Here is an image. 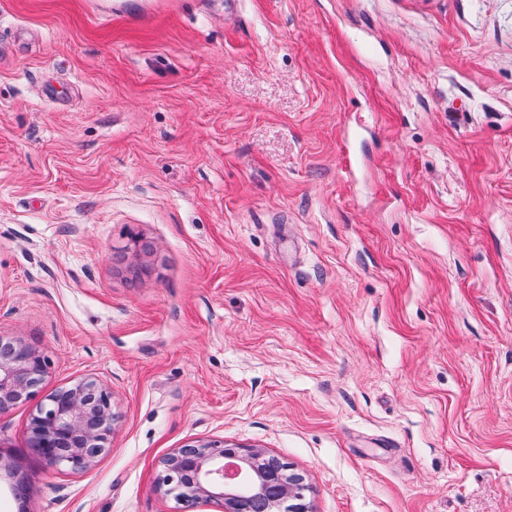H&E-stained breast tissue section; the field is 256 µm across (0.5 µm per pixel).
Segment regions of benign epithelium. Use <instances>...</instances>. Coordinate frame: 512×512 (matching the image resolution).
I'll use <instances>...</instances> for the list:
<instances>
[{"mask_svg": "<svg viewBox=\"0 0 512 512\" xmlns=\"http://www.w3.org/2000/svg\"><path fill=\"white\" fill-rule=\"evenodd\" d=\"M43 353L15 342L0 354V414L29 399L47 374ZM116 413L112 393L95 379L48 395L30 417L28 444L48 468L89 469L107 450ZM157 489L188 506L218 500L224 512H242L251 495L263 512H313L305 477L262 448L222 441L185 444L162 461Z\"/></svg>", "mask_w": 512, "mask_h": 512, "instance_id": "7a95c632", "label": "benign epithelium"}]
</instances>
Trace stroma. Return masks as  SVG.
I'll return each instance as SVG.
<instances>
[{
	"label": "stroma",
	"mask_w": 512,
	"mask_h": 512,
	"mask_svg": "<svg viewBox=\"0 0 512 512\" xmlns=\"http://www.w3.org/2000/svg\"><path fill=\"white\" fill-rule=\"evenodd\" d=\"M0 512L261 448L315 512H512V0H0ZM93 378L86 471L27 448ZM43 353L26 343H10L0 354V414L29 399L47 374ZM115 420L112 393L97 380L85 379L37 406L28 444L47 468L83 472L107 450Z\"/></svg>",
	"instance_id": "35a3bbf8"
}]
</instances>
